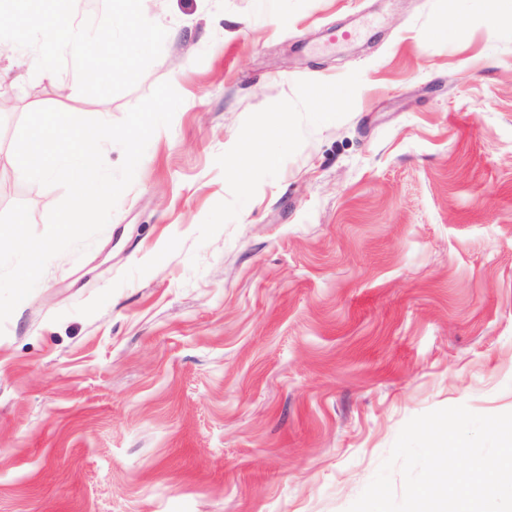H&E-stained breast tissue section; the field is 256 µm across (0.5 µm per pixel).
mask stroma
Masks as SVG:
<instances>
[{"label":"stroma","mask_w":512,"mask_h":512,"mask_svg":"<svg viewBox=\"0 0 512 512\" xmlns=\"http://www.w3.org/2000/svg\"><path fill=\"white\" fill-rule=\"evenodd\" d=\"M142 7L162 54L108 98L68 67L16 78L0 44V213L26 204L38 233L65 191L13 162L32 100L117 122L161 82L183 99L99 237L53 258L0 335V512H346L411 418L512 412L494 0ZM250 141L274 158L245 193Z\"/></svg>","instance_id":"1"}]
</instances>
